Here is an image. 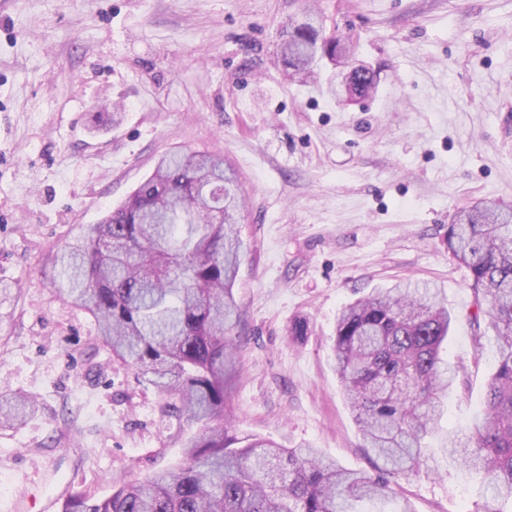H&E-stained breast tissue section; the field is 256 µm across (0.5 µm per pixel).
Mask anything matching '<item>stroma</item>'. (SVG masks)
<instances>
[{
  "instance_id": "35a3bbf8",
  "label": "stroma",
  "mask_w": 512,
  "mask_h": 512,
  "mask_svg": "<svg viewBox=\"0 0 512 512\" xmlns=\"http://www.w3.org/2000/svg\"><path fill=\"white\" fill-rule=\"evenodd\" d=\"M349 36L378 85L338 101L337 68L291 77L277 51L308 7ZM222 153L246 192L234 293L239 436L306 443L373 472L332 346L343 307L401 279L455 314L458 385L442 425L476 414L492 332L468 319L455 211L512 206V0H0V392L37 405L0 424V512H59L176 467V403L109 361L94 321L52 287L54 256L120 206L172 150ZM306 322L292 339L289 327ZM477 512L480 478L443 457L393 486L382 512Z\"/></svg>"
}]
</instances>
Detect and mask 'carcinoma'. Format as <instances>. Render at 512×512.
Wrapping results in <instances>:
<instances>
[{
  "label": "carcinoma",
  "mask_w": 512,
  "mask_h": 512,
  "mask_svg": "<svg viewBox=\"0 0 512 512\" xmlns=\"http://www.w3.org/2000/svg\"><path fill=\"white\" fill-rule=\"evenodd\" d=\"M351 42H319L312 23L293 21L281 45L301 79L317 60L348 59ZM353 93L376 89L366 67ZM244 207L224 158L202 151L161 157L153 172L98 224L80 227L58 250L53 288L93 317L97 340L161 392L178 396V420L198 427L182 461L110 496H69L61 512H358L435 451L483 474L480 512H512V207L474 204L448 225V251L470 272L478 327L494 332V371L468 437L443 431L456 383L442 349L452 316L441 290L399 283L348 304L336 320L334 358L344 397L374 474L350 470L315 448H283L239 437L224 413L230 350L239 318L234 286L246 246L235 227ZM0 416L25 418L31 400L5 398Z\"/></svg>",
  "instance_id": "1"
}]
</instances>
